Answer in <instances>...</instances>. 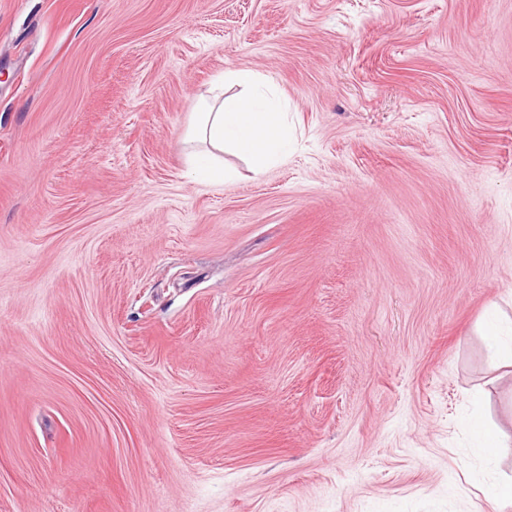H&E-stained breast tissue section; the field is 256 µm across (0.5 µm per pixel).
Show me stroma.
I'll list each match as a JSON object with an SVG mask.
<instances>
[{
	"instance_id": "1",
	"label": "stroma",
	"mask_w": 512,
	"mask_h": 512,
	"mask_svg": "<svg viewBox=\"0 0 512 512\" xmlns=\"http://www.w3.org/2000/svg\"><path fill=\"white\" fill-rule=\"evenodd\" d=\"M295 139L191 179L228 68ZM512 0H0V512H493ZM490 350L498 359L500 368H512V318L492 307L481 325ZM471 428L476 440V447L484 455L488 457L495 456L499 448L503 447L499 435L481 418H474Z\"/></svg>"
}]
</instances>
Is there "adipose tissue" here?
Instances as JSON below:
<instances>
[{"instance_id": "ef3b65f1", "label": "adipose tissue", "mask_w": 512, "mask_h": 512, "mask_svg": "<svg viewBox=\"0 0 512 512\" xmlns=\"http://www.w3.org/2000/svg\"><path fill=\"white\" fill-rule=\"evenodd\" d=\"M223 83L237 95L200 98L188 139L201 143L190 162L197 179L224 184L235 173L225 166V152L245 159L254 174L265 173L288 156V115L266 88L268 79L250 68L226 70ZM499 367L512 368V318L491 308L481 325Z\"/></svg>"}]
</instances>
